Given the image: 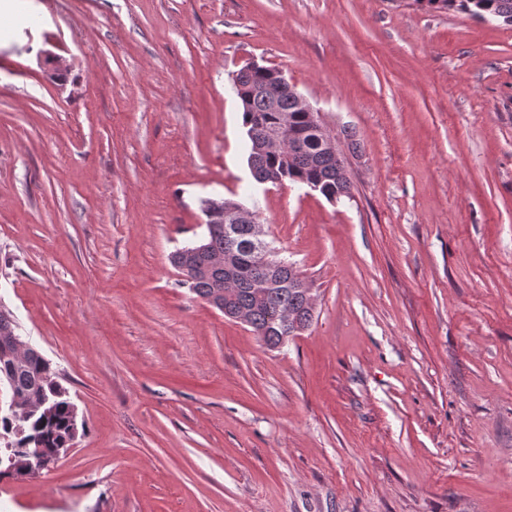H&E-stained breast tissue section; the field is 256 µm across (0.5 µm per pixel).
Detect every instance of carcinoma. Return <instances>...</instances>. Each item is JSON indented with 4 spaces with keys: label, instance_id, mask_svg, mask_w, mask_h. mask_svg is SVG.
I'll return each mask as SVG.
<instances>
[{
    "label": "carcinoma",
    "instance_id": "cac0c4a2",
    "mask_svg": "<svg viewBox=\"0 0 512 512\" xmlns=\"http://www.w3.org/2000/svg\"><path fill=\"white\" fill-rule=\"evenodd\" d=\"M414 4L433 11L457 9L472 17H490L512 26V0H414ZM268 72L267 66H248L234 78L254 179L263 182L274 176L284 182L315 183L329 201L352 197L343 155L325 151L314 135L306 138L303 150L291 162L277 153L255 151L258 141L279 130L285 115L288 126L297 132L309 128L308 114L296 106L293 92H267ZM201 212L206 233L200 247H184L171 255V263L186 276L189 289L202 299L214 300L215 308L229 318L244 314L251 331L270 350L280 347L287 333L281 313L289 311L300 324L309 327L314 309L304 292L293 285L292 272L286 267L277 271L265 269L246 252L226 254L224 206L203 204ZM226 287L231 289L228 300L224 298ZM9 377L17 393L36 399L45 397L54 409L48 416L38 413L19 423L10 420L7 413L0 414V470L7 467L8 457L24 458L26 442L32 436L41 437L47 448H60L72 440V402L56 380L50 363L37 350H31L23 365L9 372Z\"/></svg>",
    "mask_w": 512,
    "mask_h": 512
}]
</instances>
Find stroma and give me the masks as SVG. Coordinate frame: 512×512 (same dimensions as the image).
Segmentation results:
<instances>
[{
	"label": "stroma",
	"instance_id": "1",
	"mask_svg": "<svg viewBox=\"0 0 512 512\" xmlns=\"http://www.w3.org/2000/svg\"><path fill=\"white\" fill-rule=\"evenodd\" d=\"M253 61L335 134L351 198L255 181ZM211 197L316 298L279 349L170 262ZM1 308L78 437L0 477V512H512V27L413 0H19Z\"/></svg>",
	"mask_w": 512,
	"mask_h": 512
}]
</instances>
